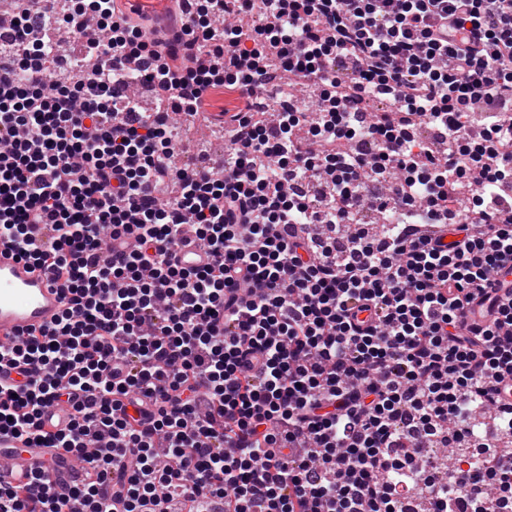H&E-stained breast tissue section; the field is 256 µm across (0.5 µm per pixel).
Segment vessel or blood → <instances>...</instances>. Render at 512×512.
<instances>
[{"label": "vessel or blood", "mask_w": 512, "mask_h": 512, "mask_svg": "<svg viewBox=\"0 0 512 512\" xmlns=\"http://www.w3.org/2000/svg\"><path fill=\"white\" fill-rule=\"evenodd\" d=\"M62 308L59 283L0 243V340L22 339L49 326ZM77 470L75 458L63 449L36 448L27 437L0 430V485L25 486L36 472L56 485Z\"/></svg>", "instance_id": "1"}]
</instances>
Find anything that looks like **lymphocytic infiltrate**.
Masks as SVG:
<instances>
[{
	"mask_svg": "<svg viewBox=\"0 0 512 512\" xmlns=\"http://www.w3.org/2000/svg\"><path fill=\"white\" fill-rule=\"evenodd\" d=\"M183 2L148 43L116 0H30L0 44V242L66 286L52 327L0 343L24 377L0 383V429L85 464L63 493L0 486V512H502L512 0ZM133 57L154 112L119 92ZM275 67L311 99L283 102L278 141L254 112ZM223 88V175L176 166L172 114ZM381 91L392 110L362 114ZM365 133L369 160L348 150ZM189 245L203 264L179 265ZM479 407L496 435L469 456Z\"/></svg>",
	"mask_w": 512,
	"mask_h": 512,
	"instance_id": "f902f5d3",
	"label": "lymphocytic infiltrate"
}]
</instances>
